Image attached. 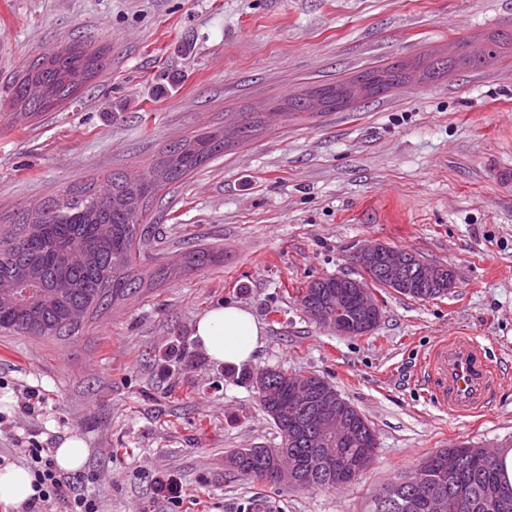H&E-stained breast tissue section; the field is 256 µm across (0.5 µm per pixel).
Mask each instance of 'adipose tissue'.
Instances as JSON below:
<instances>
[{
  "mask_svg": "<svg viewBox=\"0 0 512 512\" xmlns=\"http://www.w3.org/2000/svg\"><path fill=\"white\" fill-rule=\"evenodd\" d=\"M195 337L213 360L240 365L249 362L262 347L264 330L247 310L224 304L199 317Z\"/></svg>",
  "mask_w": 512,
  "mask_h": 512,
  "instance_id": "obj_1",
  "label": "adipose tissue"
}]
</instances>
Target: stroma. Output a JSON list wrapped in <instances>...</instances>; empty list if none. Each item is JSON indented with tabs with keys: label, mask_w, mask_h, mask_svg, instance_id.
I'll use <instances>...</instances> for the list:
<instances>
[{
	"label": "stroma",
	"mask_w": 512,
	"mask_h": 512,
	"mask_svg": "<svg viewBox=\"0 0 512 512\" xmlns=\"http://www.w3.org/2000/svg\"><path fill=\"white\" fill-rule=\"evenodd\" d=\"M512 26V0H0V111L50 49H103L106 71L65 105L0 121V219L66 185L150 165L172 142L308 86L479 43ZM148 218L173 263L224 260L170 278L85 322L79 334H0V462L67 438L89 453L70 473L99 512H371L441 448H512V52L477 69L392 89L340 112L266 119L249 141L166 186ZM376 240L451 266L448 295L372 287L375 329L341 336L297 291L360 277ZM249 310L264 345L250 369L324 378L371 422L373 464L326 490L233 475L236 448L276 447L255 391L194 337L205 311ZM473 336L501 383L452 415L421 369L441 341ZM221 257L210 250H195L185 254L179 261L180 268L187 273H192L207 263L220 261Z\"/></svg>",
	"instance_id": "35a3bbf8"
}]
</instances>
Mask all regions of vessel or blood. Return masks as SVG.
<instances>
[{"label":"vessel or blood","mask_w":512,"mask_h":512,"mask_svg":"<svg viewBox=\"0 0 512 512\" xmlns=\"http://www.w3.org/2000/svg\"><path fill=\"white\" fill-rule=\"evenodd\" d=\"M423 371L433 385L432 395L453 413L478 409L496 382L479 342L470 336L436 346Z\"/></svg>","instance_id":"1"}]
</instances>
